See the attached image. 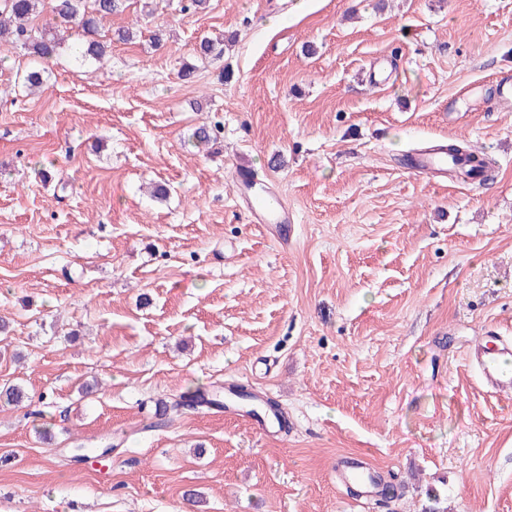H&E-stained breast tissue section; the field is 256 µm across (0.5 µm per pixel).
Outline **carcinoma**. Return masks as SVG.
<instances>
[{"mask_svg":"<svg viewBox=\"0 0 512 512\" xmlns=\"http://www.w3.org/2000/svg\"><path fill=\"white\" fill-rule=\"evenodd\" d=\"M124 0H3L0 4V47L19 46L37 60L47 61L60 55L67 40H72L74 54L84 60L99 61L112 42L130 40L132 31L118 29L112 37H98V18L120 11ZM50 10L65 31L56 27L34 25L45 10ZM448 154L463 160L455 173L457 178L483 175L492 165L491 159L474 154L462 143L448 144Z\"/></svg>","mask_w":512,"mask_h":512,"instance_id":"carcinoma-1","label":"carcinoma"}]
</instances>
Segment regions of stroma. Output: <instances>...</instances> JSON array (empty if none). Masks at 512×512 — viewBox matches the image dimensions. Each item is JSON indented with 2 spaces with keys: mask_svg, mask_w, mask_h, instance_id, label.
<instances>
[{
  "mask_svg": "<svg viewBox=\"0 0 512 512\" xmlns=\"http://www.w3.org/2000/svg\"><path fill=\"white\" fill-rule=\"evenodd\" d=\"M133 25L32 95L0 53V512H512V392L469 357L512 336V0H126L100 32ZM439 142L487 179L405 165ZM227 385L281 424L178 404ZM448 154L463 160L462 166L452 174L456 178H474L484 175L492 165L491 159L485 155L472 153L463 143H448ZM236 186L242 200L252 209L258 224H276L280 235L286 239L291 236L294 227V214L288 206L280 202H272L270 196L261 197L256 194V181L253 172L248 168L238 169L234 174Z\"/></svg>",
  "mask_w": 512,
  "mask_h": 512,
  "instance_id": "1",
  "label": "stroma"
}]
</instances>
